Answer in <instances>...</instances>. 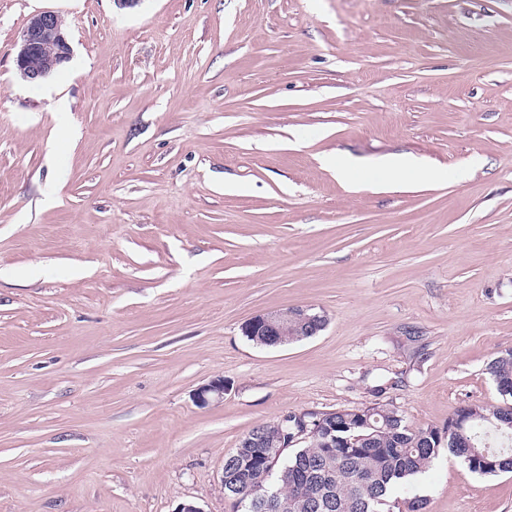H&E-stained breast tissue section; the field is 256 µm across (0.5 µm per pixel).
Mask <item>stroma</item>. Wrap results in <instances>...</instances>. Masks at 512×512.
Returning a JSON list of instances; mask_svg holds the SVG:
<instances>
[{"label": "stroma", "mask_w": 512, "mask_h": 512, "mask_svg": "<svg viewBox=\"0 0 512 512\" xmlns=\"http://www.w3.org/2000/svg\"><path fill=\"white\" fill-rule=\"evenodd\" d=\"M42 10L72 56L34 85ZM386 154L442 180L371 187ZM296 306L317 336H244ZM509 349L512 0H0V512H233L254 427H441ZM408 494L512 512V474L442 448ZM46 49L48 50L46 61L39 67L31 66L29 63L31 57ZM70 56L71 47L61 15L52 10L33 14L21 33L15 57L20 75L30 83H37L65 64ZM31 63L41 64L42 56H34ZM307 310H313V308L302 307L299 310L287 308L256 315L245 323L243 333L249 336H262L265 338L264 343L266 345L277 346L281 342L280 336L283 333V325L290 318L299 323L304 330L303 336H308V338L315 336L323 324L324 316L320 313L308 315ZM249 336H246L248 340L255 343V340Z\"/></svg>", "instance_id": "1"}]
</instances>
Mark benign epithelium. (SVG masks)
Masks as SVG:
<instances>
[{
    "mask_svg": "<svg viewBox=\"0 0 512 512\" xmlns=\"http://www.w3.org/2000/svg\"><path fill=\"white\" fill-rule=\"evenodd\" d=\"M48 51L46 61L39 67L30 65L32 56L41 51ZM71 56V47L67 40L64 21L61 15L52 10L39 11L33 14L25 25L15 57V64L20 75L31 83H37L51 74L59 66L65 64ZM299 323L304 330V335L314 336L319 332L323 324L322 316L309 315L307 309L287 308L262 313L248 320L243 326V333L250 336H261L267 345H278L283 333V325L288 320ZM226 386L224 378L217 377L210 380L196 390L195 400L205 406L212 400L224 398ZM317 434V427L305 423L298 427L292 443L309 441ZM285 440L281 441V447H288V432H283Z\"/></svg>",
    "mask_w": 512,
    "mask_h": 512,
    "instance_id": "7a95c632",
    "label": "benign epithelium"
}]
</instances>
